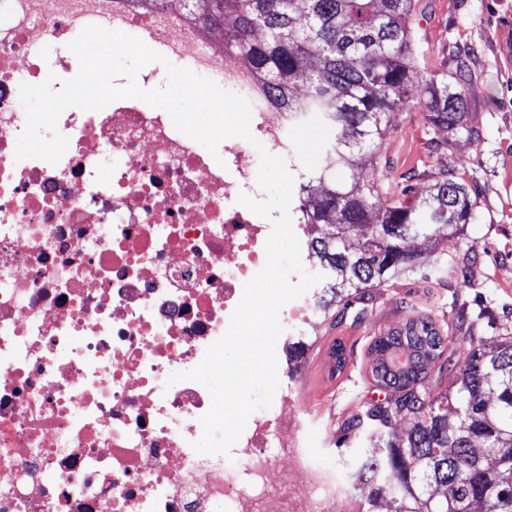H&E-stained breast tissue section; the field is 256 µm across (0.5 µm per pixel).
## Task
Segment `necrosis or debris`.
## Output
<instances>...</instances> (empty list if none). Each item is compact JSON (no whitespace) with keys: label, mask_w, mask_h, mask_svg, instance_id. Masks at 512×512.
Here are the masks:
<instances>
[{"label":"necrosis or debris","mask_w":512,"mask_h":512,"mask_svg":"<svg viewBox=\"0 0 512 512\" xmlns=\"http://www.w3.org/2000/svg\"><path fill=\"white\" fill-rule=\"evenodd\" d=\"M88 25L118 30L223 83L287 167L288 115L187 6L0 0V512H367L303 448L288 392L249 416L229 454L197 453L211 406L195 368L266 263L272 225L248 140L222 160L138 99L64 110L58 163L16 160L21 84Z\"/></svg>","instance_id":"1"}]
</instances>
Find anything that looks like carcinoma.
<instances>
[{"label": "carcinoma", "mask_w": 512, "mask_h": 512, "mask_svg": "<svg viewBox=\"0 0 512 512\" xmlns=\"http://www.w3.org/2000/svg\"><path fill=\"white\" fill-rule=\"evenodd\" d=\"M413 0H189L195 17L224 34L225 54L252 70L266 102L288 113V135L315 125L323 131L316 163L298 182L299 223L310 228V253L320 282L316 306L337 317L370 289L406 269L448 270L443 256L407 250L417 237L446 238L474 218L467 186L446 170L421 202L405 188L386 206L373 202L374 180L346 184L336 171L354 156L374 157L392 113L423 88L431 125L468 130L463 90L426 79L413 53ZM332 224L327 233L317 225ZM469 345L453 373V395L435 397L424 380L449 350ZM371 375L386 391L342 425L375 452L357 458L369 500L392 512H464L486 500L512 512V336L488 346L473 324L443 329L422 315L377 337ZM333 370L346 366L344 341L329 348ZM410 421L403 435L398 426Z\"/></svg>", "instance_id": "cac0c4a2"}]
</instances>
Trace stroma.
I'll return each mask as SVG.
<instances>
[{"label":"stroma","instance_id":"35a3bbf8","mask_svg":"<svg viewBox=\"0 0 512 512\" xmlns=\"http://www.w3.org/2000/svg\"><path fill=\"white\" fill-rule=\"evenodd\" d=\"M416 63L429 78L461 83L471 135L430 127L418 101L395 112L378 146L375 179L380 202L407 185L425 195L441 170H452L470 189L476 219L448 239L419 240L425 256H448V273L402 272L374 291L364 311L343 319L315 313L306 353L292 363L288 389L305 414L307 448L336 465L347 486L368 497L340 426L385 393L371 378L369 349L377 336L413 315L438 322H478L486 344L512 332V0H413ZM343 337L348 365L333 375L327 350Z\"/></svg>","mask_w":512,"mask_h":512}]
</instances>
